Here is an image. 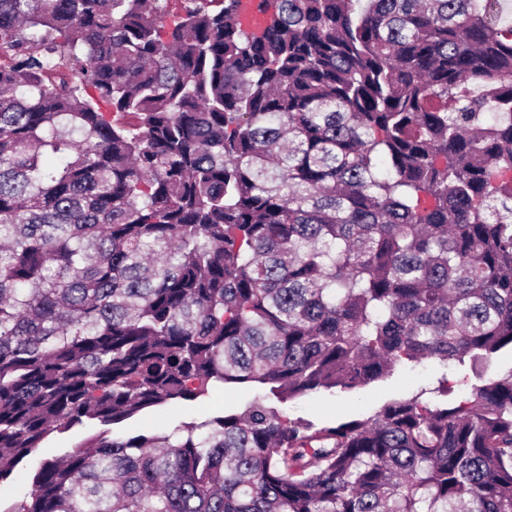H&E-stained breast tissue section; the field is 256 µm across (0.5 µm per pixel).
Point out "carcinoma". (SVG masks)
Wrapping results in <instances>:
<instances>
[{"label": "carcinoma", "mask_w": 512, "mask_h": 512, "mask_svg": "<svg viewBox=\"0 0 512 512\" xmlns=\"http://www.w3.org/2000/svg\"><path fill=\"white\" fill-rule=\"evenodd\" d=\"M169 2L0 0V485L98 429L3 512H512V370L267 403L512 350L502 0ZM511 366L510 351L494 357L478 371V376L468 363L459 368L454 364L447 367L437 360H424L414 366L398 367L386 380L354 391L336 389L335 394L321 391L283 404L273 399V403L291 418L301 417L319 425L342 422L359 415H371L388 400L409 398L421 388H433L443 374H448L450 382H456L467 373L471 384L481 385L489 378L507 374ZM263 393L259 385L231 386L225 392L220 387L209 399L199 401L195 406L170 405L151 411L136 421L133 430L141 433H168L181 422L204 420L210 411L224 408V401L228 399L244 402ZM96 432L95 429H86L83 431H72L63 435L56 433L50 435L39 448L36 454L37 459L52 458L63 454L66 450L75 445L86 441Z\"/></svg>", "instance_id": "obj_1"}]
</instances>
